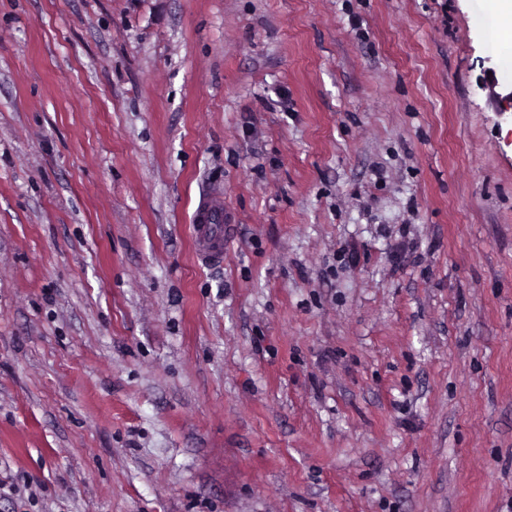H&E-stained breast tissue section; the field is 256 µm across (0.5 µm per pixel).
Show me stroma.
<instances>
[{"label": "stroma", "mask_w": 512, "mask_h": 512, "mask_svg": "<svg viewBox=\"0 0 512 512\" xmlns=\"http://www.w3.org/2000/svg\"><path fill=\"white\" fill-rule=\"evenodd\" d=\"M488 68V0H0V512H512ZM219 199V193L204 196L200 198L195 211L198 256L202 262L218 257L224 252V248L213 245L214 241L221 240L224 236V207Z\"/></svg>", "instance_id": "1"}]
</instances>
